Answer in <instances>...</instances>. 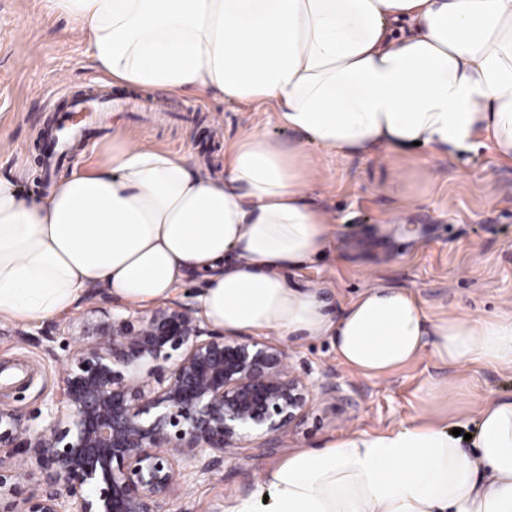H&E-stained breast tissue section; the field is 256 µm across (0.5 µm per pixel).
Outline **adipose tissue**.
<instances>
[{
    "mask_svg": "<svg viewBox=\"0 0 512 512\" xmlns=\"http://www.w3.org/2000/svg\"><path fill=\"white\" fill-rule=\"evenodd\" d=\"M108 84L271 105L287 145L239 137L210 174L188 151L112 138L43 196L0 172V319L89 296L148 306L202 279L195 312L227 335L327 337L379 378L431 349L512 365V307L430 317L370 287L334 316L293 274L323 259L333 218L308 197L305 147L387 159L482 141L512 164V0H43ZM222 512H512V400L469 441L425 420L293 451Z\"/></svg>",
    "mask_w": 512,
    "mask_h": 512,
    "instance_id": "adipose-tissue-1",
    "label": "adipose tissue"
}]
</instances>
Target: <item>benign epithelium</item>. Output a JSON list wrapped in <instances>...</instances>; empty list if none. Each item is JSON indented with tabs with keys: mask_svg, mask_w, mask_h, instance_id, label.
<instances>
[{
	"mask_svg": "<svg viewBox=\"0 0 512 512\" xmlns=\"http://www.w3.org/2000/svg\"><path fill=\"white\" fill-rule=\"evenodd\" d=\"M80 335L43 426L0 407V512H160L179 483L298 424L313 400L283 350L215 333L189 304ZM28 480L38 491L19 501Z\"/></svg>",
	"mask_w": 512,
	"mask_h": 512,
	"instance_id": "7a95c632",
	"label": "benign epithelium"
}]
</instances>
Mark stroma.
I'll return each instance as SVG.
<instances>
[{
	"label": "stroma",
	"mask_w": 512,
	"mask_h": 512,
	"mask_svg": "<svg viewBox=\"0 0 512 512\" xmlns=\"http://www.w3.org/2000/svg\"><path fill=\"white\" fill-rule=\"evenodd\" d=\"M110 93L64 21L41 0H0V169L20 170L22 192L41 194L40 134L50 109L67 92ZM137 112L113 113L97 142L123 133L131 140L187 150L218 169L244 131L257 129L282 142L295 136L271 107L225 104L208 98L138 92ZM310 197L341 226L329 257L295 275L296 283L324 288L342 309L368 286L414 294L429 316L454 310L477 318L512 302V165L474 146L439 158L419 152L387 163L354 155L328 156L306 148ZM132 306L103 297L43 322L0 319V405L18 410L32 427L45 399L58 397L63 370L78 346L81 325ZM292 369L310 382L336 381L335 396H316L302 422L274 437L236 449L216 473L181 484L162 512H221L227 495L249 494L257 478L297 448H319L349 430L376 434L422 418L470 433L475 410L492 398H512V367L449 366L423 352L383 378L358 374L337 357L330 339L268 336Z\"/></svg>",
	"instance_id": "1"
}]
</instances>
